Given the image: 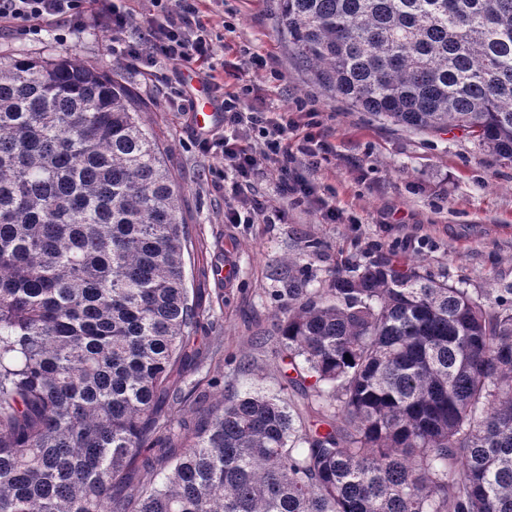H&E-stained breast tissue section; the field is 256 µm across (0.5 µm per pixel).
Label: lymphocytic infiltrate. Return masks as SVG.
<instances>
[{"label":"lymphocytic infiltrate","instance_id":"1","mask_svg":"<svg viewBox=\"0 0 512 512\" xmlns=\"http://www.w3.org/2000/svg\"><path fill=\"white\" fill-rule=\"evenodd\" d=\"M0 27L33 35L101 29L121 59L151 68L162 62L196 67L224 110L225 135L201 138L200 145L216 161L220 178L230 183L226 221L237 224L242 214L265 212V200L247 191L262 169L275 177L282 199L309 205L323 223L343 220V211L324 198L309 176L329 162L331 153L313 133L317 112L305 111L298 122L287 110L255 107L260 90L237 63L223 59L225 46L214 36L217 24L208 0H0ZM292 130L303 133L293 149L288 146Z\"/></svg>","mask_w":512,"mask_h":512}]
</instances>
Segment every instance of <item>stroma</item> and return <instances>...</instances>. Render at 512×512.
<instances>
[{
  "instance_id": "1",
  "label": "stroma",
  "mask_w": 512,
  "mask_h": 512,
  "mask_svg": "<svg viewBox=\"0 0 512 512\" xmlns=\"http://www.w3.org/2000/svg\"><path fill=\"white\" fill-rule=\"evenodd\" d=\"M224 26L218 34L248 65L266 58L279 74L267 106L296 101L319 113L320 135L333 148L328 167L313 178L344 212L340 224L322 223L312 209L285 205L275 178L256 175L251 193L263 196L265 215L243 224L224 221V191L198 131L176 109L197 97L201 84L190 67L161 65L157 74L112 56L108 36L93 30L59 40L54 32L30 36L0 29V54L79 51L100 67L120 69L148 102L143 119L169 147V167L180 189V215L192 234L188 286L204 311L197 346L211 356L185 379L204 394L191 417L220 403L223 394L261 391L297 402L277 356L280 296L287 272L280 261L305 256L313 281L325 279L337 260L364 263L388 249L416 257L422 270L472 294L512 288V163L500 161L460 131L438 134L402 128L327 96L280 42L276 0H216ZM287 219H280V212ZM321 251L306 257L307 241ZM232 280L215 275L224 264Z\"/></svg>"
}]
</instances>
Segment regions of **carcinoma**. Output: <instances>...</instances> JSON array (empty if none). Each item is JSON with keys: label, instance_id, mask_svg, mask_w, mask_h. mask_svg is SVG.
Here are the masks:
<instances>
[{"label": "carcinoma", "instance_id": "obj_1", "mask_svg": "<svg viewBox=\"0 0 512 512\" xmlns=\"http://www.w3.org/2000/svg\"><path fill=\"white\" fill-rule=\"evenodd\" d=\"M276 21L351 108L512 162V0H278ZM146 111L76 52L0 56V512H512V288L393 250L315 288L284 261L305 410L234 392L178 418L203 311Z\"/></svg>", "mask_w": 512, "mask_h": 512}]
</instances>
